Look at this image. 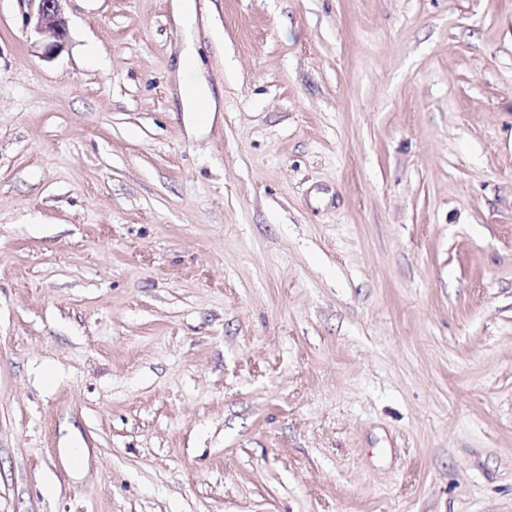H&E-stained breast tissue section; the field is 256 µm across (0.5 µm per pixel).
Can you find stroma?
<instances>
[{
    "label": "stroma",
    "mask_w": 512,
    "mask_h": 512,
    "mask_svg": "<svg viewBox=\"0 0 512 512\" xmlns=\"http://www.w3.org/2000/svg\"><path fill=\"white\" fill-rule=\"evenodd\" d=\"M172 4L0 0V512H512V0ZM32 9L27 17V27L34 45L43 58H53L64 47L68 36L66 3L69 0H28ZM190 92L181 89V100L183 105V112H187L190 128L194 132H202L208 127L213 119L214 113L216 112V106L213 102L208 101V107L205 109L208 114L205 118L198 117L195 112H200L198 101L200 98L207 97L211 98L210 92L202 86L198 81L194 80Z\"/></svg>",
    "instance_id": "1"
}]
</instances>
